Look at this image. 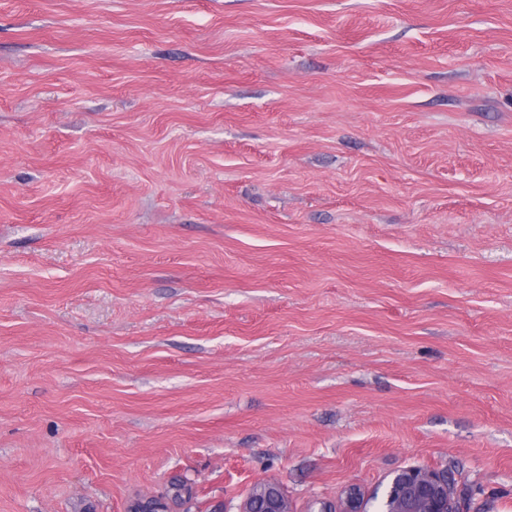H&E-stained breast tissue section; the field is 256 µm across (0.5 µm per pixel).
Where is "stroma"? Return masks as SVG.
<instances>
[{
	"instance_id": "35a3bbf8",
	"label": "stroma",
	"mask_w": 512,
	"mask_h": 512,
	"mask_svg": "<svg viewBox=\"0 0 512 512\" xmlns=\"http://www.w3.org/2000/svg\"><path fill=\"white\" fill-rule=\"evenodd\" d=\"M512 512V0H0V512ZM455 478L445 470L406 467L394 473L378 512H459Z\"/></svg>"
}]
</instances>
